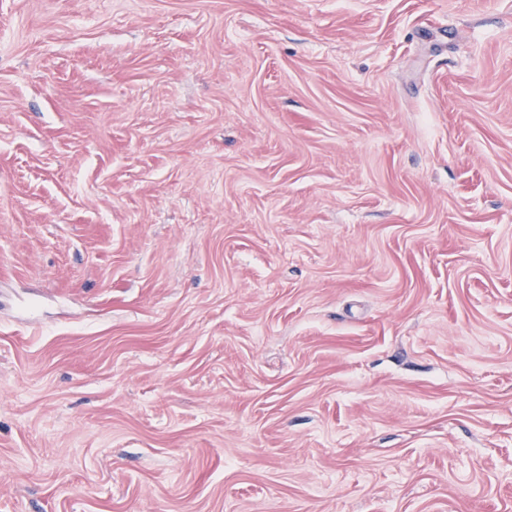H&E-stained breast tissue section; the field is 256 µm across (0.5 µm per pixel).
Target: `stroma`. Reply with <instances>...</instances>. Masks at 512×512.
Here are the masks:
<instances>
[{"label":"stroma","mask_w":512,"mask_h":512,"mask_svg":"<svg viewBox=\"0 0 512 512\" xmlns=\"http://www.w3.org/2000/svg\"><path fill=\"white\" fill-rule=\"evenodd\" d=\"M0 512H512V0H0Z\"/></svg>","instance_id":"stroma-1"}]
</instances>
